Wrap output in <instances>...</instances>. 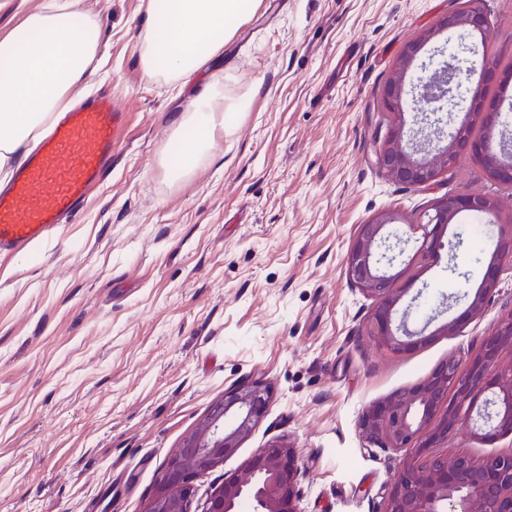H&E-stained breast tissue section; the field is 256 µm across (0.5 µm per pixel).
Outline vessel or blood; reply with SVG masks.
Returning <instances> with one entry per match:
<instances>
[{"mask_svg":"<svg viewBox=\"0 0 512 512\" xmlns=\"http://www.w3.org/2000/svg\"><path fill=\"white\" fill-rule=\"evenodd\" d=\"M125 112L96 94L62 112L0 188V254L56 238L103 181L122 139Z\"/></svg>","mask_w":512,"mask_h":512,"instance_id":"b4317fda","label":"vessel or blood"}]
</instances>
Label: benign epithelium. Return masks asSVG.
Listing matches in <instances>:
<instances>
[{"label":"benign epithelium","instance_id":"1","mask_svg":"<svg viewBox=\"0 0 512 512\" xmlns=\"http://www.w3.org/2000/svg\"><path fill=\"white\" fill-rule=\"evenodd\" d=\"M490 29L484 5L467 0L464 10L444 16L436 29L405 47L382 93L381 104L391 123L385 136L373 144L375 166L386 178L402 186H429L461 156L470 154L483 162L488 185L512 189V158H505L490 141L501 123V113L486 101L483 85L466 87L471 112L444 145L439 138L424 147L417 145L401 122L407 102L406 75L423 47L444 33L472 30L486 36ZM447 69L448 79L420 80L415 85L418 95L443 101L458 79L470 81L456 66L450 64ZM475 120L486 132L479 139L471 137ZM462 212L493 217V251L476 290L465 294L464 311L443 325L445 332L453 334L465 319L483 312L487 299L499 287L504 265L512 266V213L502 216L497 193L444 194L396 233L393 226L399 220L389 212H379L357 225L344 267L349 281L372 300L363 330L385 351L399 354L421 340L407 329L409 310L394 324L397 306L408 289L396 287L399 274L389 270L412 240L416 250L407 265L437 257L444 231ZM506 349L512 350V313L498 320L466 360L449 358L422 382L362 413L357 428L366 447L408 452L381 512H512V454L477 463L464 454L448 458L430 453L436 444L466 430L487 437L512 433V359L503 360ZM271 401V389L258 382L224 392L209 417L168 458L142 512H188L195 480L251 435ZM464 405L466 416L461 419L459 407ZM301 476L297 449L285 443L270 444L247 461L242 475L224 480L211 495L206 512H241L245 500L255 505V512H302Z\"/></svg>","mask_w":512,"mask_h":512}]
</instances>
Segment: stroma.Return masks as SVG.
<instances>
[{"label":"stroma","instance_id":"stroma-1","mask_svg":"<svg viewBox=\"0 0 512 512\" xmlns=\"http://www.w3.org/2000/svg\"><path fill=\"white\" fill-rule=\"evenodd\" d=\"M465 0H283L260 6L206 77L249 112L187 180L162 158L195 83L149 80L139 57L146 0H84L106 52L94 87L127 113L109 178L60 236L0 260V512H141L168 458L239 384L271 405L251 435L202 475L189 512L260 448H297L304 512H379L401 459L365 447L363 410L465 355L512 313V268L459 333L491 248L442 249L398 280L410 329L427 340L380 350L361 324L372 302L346 275L357 225L410 220L447 193L484 186L471 156L430 186L393 184L371 144L404 45ZM492 28L471 55L440 35L408 77L464 59L512 72V0H486ZM423 290L414 307L411 293Z\"/></svg>","mask_w":512,"mask_h":512}]
</instances>
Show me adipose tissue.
<instances>
[{"instance_id": "adipose-tissue-1", "label": "adipose tissue", "mask_w": 512, "mask_h": 512, "mask_svg": "<svg viewBox=\"0 0 512 512\" xmlns=\"http://www.w3.org/2000/svg\"><path fill=\"white\" fill-rule=\"evenodd\" d=\"M261 0H148L140 61L151 79L189 81L256 14ZM103 53L99 20L80 0H44L0 35V176H9L42 136L55 112L83 92ZM251 108V98H226L208 84L197 107L178 121L176 155L167 159L171 181L189 178Z\"/></svg>"}]
</instances>
